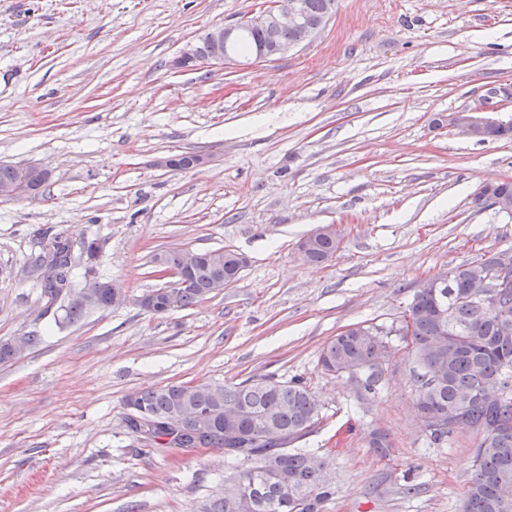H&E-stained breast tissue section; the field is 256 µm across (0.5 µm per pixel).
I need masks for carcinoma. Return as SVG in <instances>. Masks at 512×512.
Segmentation results:
<instances>
[{"mask_svg": "<svg viewBox=\"0 0 512 512\" xmlns=\"http://www.w3.org/2000/svg\"><path fill=\"white\" fill-rule=\"evenodd\" d=\"M311 21L331 16L334 0H300ZM265 45L263 32L255 26L241 29L229 51L251 55ZM512 139V122H495L485 131L484 142ZM512 204V181L485 186L474 197L480 209L496 201ZM341 243L330 231L300 241L303 262L323 264L331 260ZM96 240L74 243L49 231L43 234L40 252L31 260L45 268L43 295L62 311L59 322H72L88 308L104 307L112 281L84 275L76 288L73 269L85 259L96 258ZM153 261L180 271L181 284L169 293L155 290L139 299L153 302L152 313L173 307H189L239 279L244 267L241 255L232 250H200L187 259L182 249L157 254ZM471 265L455 267L448 287L439 292L418 288L403 312L411 332L406 346L411 353V374L420 418L429 421L430 436L442 441L456 429L480 433L474 449V476L462 512H500L499 478L512 480V288L502 292L491 309L470 300ZM385 333L374 326H354L326 342L320 352L322 369L331 374H358L360 397H373L393 354ZM40 337L0 339V363H7L38 344ZM497 383L498 398H482L484 386ZM135 415L156 420H180L191 412L204 419L185 425L181 448H222L237 463L225 479L224 495L200 503L197 512H321L334 494L329 465L303 448L291 444L306 436L319 415L318 403L299 382L283 383L271 378L251 379L233 385L201 383L189 388L183 383L166 384L131 393ZM242 411L233 423L234 436L224 433V410ZM280 434L266 439V431Z\"/></svg>", "mask_w": 512, "mask_h": 512, "instance_id": "obj_1", "label": "carcinoma"}]
</instances>
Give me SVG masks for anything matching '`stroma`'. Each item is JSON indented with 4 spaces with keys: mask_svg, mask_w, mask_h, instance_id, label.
<instances>
[{
    "mask_svg": "<svg viewBox=\"0 0 512 512\" xmlns=\"http://www.w3.org/2000/svg\"><path fill=\"white\" fill-rule=\"evenodd\" d=\"M267 0H0V163L52 175L0 200V339L40 342L0 364V512H194L221 495L219 448L151 445L126 395L168 383L298 381L319 402L300 447L336 469L322 512H461L479 434L434 444L400 337L375 398L324 373L346 328H390L418 282L512 254V216L473 205L512 180V141L481 143L449 113L512 120V0H336L311 42L264 62L177 71L209 29ZM209 153L211 165L162 166ZM326 264L296 257L322 225ZM97 236L96 274L126 303L58 324L32 271L44 231ZM230 249L239 280L155 315L154 254ZM390 446L372 448L375 432Z\"/></svg>",
    "mask_w": 512,
    "mask_h": 512,
    "instance_id": "1",
    "label": "stroma"
}]
</instances>
